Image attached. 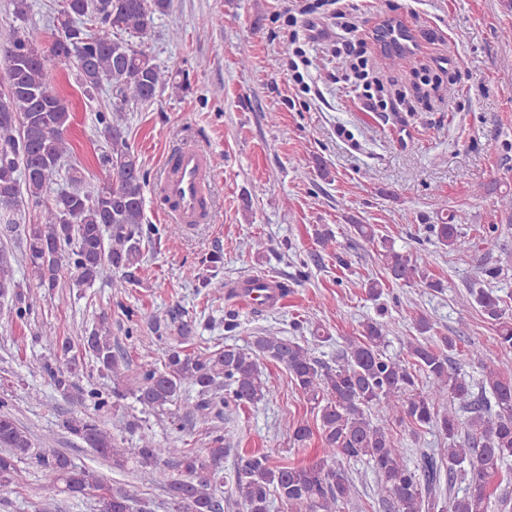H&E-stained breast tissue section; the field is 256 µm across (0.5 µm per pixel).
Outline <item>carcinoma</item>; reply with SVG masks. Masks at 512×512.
I'll return each instance as SVG.
<instances>
[{
	"label": "carcinoma",
	"instance_id": "obj_1",
	"mask_svg": "<svg viewBox=\"0 0 512 512\" xmlns=\"http://www.w3.org/2000/svg\"><path fill=\"white\" fill-rule=\"evenodd\" d=\"M53 17L49 46H42L25 31H14L3 48L11 91L0 97V236L13 237L18 229L20 204L39 209L38 223L24 226V256L40 288L57 286L67 271L77 287L106 281L113 288L140 285L145 276L143 244L159 235L154 224L144 223L148 172L141 156L125 135V107L151 101L157 90L175 89L172 74L155 63L142 45L151 39L154 16L168 11L171 0H64ZM139 39L134 44L133 39ZM73 65L87 97L103 84L112 91V107L97 112V132L108 146L99 158L109 177L87 180L83 169L68 168V188L47 195L62 158L69 152L70 113L58 95L57 65ZM437 244L450 253H465L474 242L462 225L428 224ZM386 273L394 280L441 289L425 268L412 262L388 241H382ZM14 255L0 241V298H11L16 319L30 314L15 279ZM188 279H202L209 294H224V281L200 277L199 269H185ZM464 307H477L495 327L497 342L512 352V306L491 288H468ZM419 337L409 342L412 363L386 354L388 335L383 321L361 324L360 338L350 340L336 354L332 366L321 365L309 341L266 330L244 347L226 345L209 356H194L180 345L165 351L161 370L142 367L135 384L128 383L126 360L112 347L109 328L100 326L82 337L102 375L112 380V397H135L148 410L178 403L186 414L216 418L224 410L261 402L271 394L262 365L278 363L307 404L317 411L318 433L324 457L312 465H277L265 453L238 457L235 494L246 512H270L273 501L287 512H342L350 503L354 484L341 468L342 461H364L377 477L376 494L391 512H488L501 465L512 459V370L483 362L479 351L467 353L481 365L482 391L454 367L449 353L456 340L442 336L429 341L433 323L427 316L415 322ZM40 336L57 345L60 354L35 364L55 389L68 396L76 363L67 358L69 346L58 344L50 326ZM424 375L430 389L419 385ZM197 396L188 395L190 389ZM448 392V411L436 407V395ZM468 416L462 420L459 412ZM407 423L430 428L448 441V447L424 452L409 465L397 448L391 427ZM71 436L116 468L136 464L142 484L162 488L173 512H224L217 496L223 483L215 463L224 448L209 456L161 443L142 432L131 448H120L112 432L91 417L71 416L62 422ZM33 459L53 475L41 487L38 512H55L57 496L68 494L91 502L92 512H150L146 503L120 486H110L90 468L78 465L65 453L35 451L33 435L7 412L0 413V487L10 485L18 463ZM446 467L448 483L467 482L462 497L439 505L430 501Z\"/></svg>",
	"mask_w": 512,
	"mask_h": 512
}]
</instances>
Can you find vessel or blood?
I'll list each match as a JSON object with an SVG mask.
<instances>
[{
  "label": "vessel or blood",
  "instance_id": "vessel-or-blood-1",
  "mask_svg": "<svg viewBox=\"0 0 512 512\" xmlns=\"http://www.w3.org/2000/svg\"><path fill=\"white\" fill-rule=\"evenodd\" d=\"M375 34L384 48L413 53L415 45L403 20L379 21ZM210 156L190 146L171 149L165 157L161 197L176 223L202 224L211 218ZM239 297L252 308L275 307L284 301L279 282L273 276H248L237 284Z\"/></svg>",
  "mask_w": 512,
  "mask_h": 512
}]
</instances>
